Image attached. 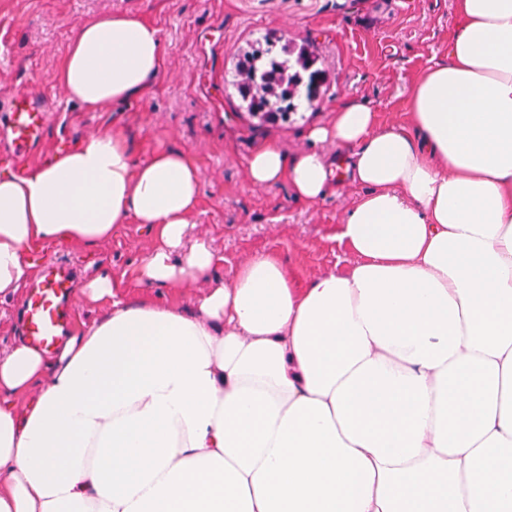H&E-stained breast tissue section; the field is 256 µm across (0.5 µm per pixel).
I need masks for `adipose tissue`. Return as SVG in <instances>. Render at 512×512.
Here are the masks:
<instances>
[{"mask_svg":"<svg viewBox=\"0 0 512 512\" xmlns=\"http://www.w3.org/2000/svg\"><path fill=\"white\" fill-rule=\"evenodd\" d=\"M455 16L406 122L350 95L313 149L253 148L249 179L304 203L365 189L336 230L350 261L307 286L264 251L211 281L184 151L140 162L115 129L0 176V297L32 245L129 222L155 240L135 299L93 276L80 293L104 316L54 354L0 353V512H512V0ZM163 66L155 25L104 13L76 25L58 82L102 108ZM197 282L186 306L152 295Z\"/></svg>","mask_w":512,"mask_h":512,"instance_id":"obj_1","label":"adipose tissue"}]
</instances>
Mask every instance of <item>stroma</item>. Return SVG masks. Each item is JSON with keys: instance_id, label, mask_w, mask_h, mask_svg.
Instances as JSON below:
<instances>
[{"instance_id": "obj_1", "label": "stroma", "mask_w": 512, "mask_h": 512, "mask_svg": "<svg viewBox=\"0 0 512 512\" xmlns=\"http://www.w3.org/2000/svg\"><path fill=\"white\" fill-rule=\"evenodd\" d=\"M108 12L136 14L159 28L165 70L148 95L88 109L67 99L56 75L73 28ZM454 29V0H0V100L26 89L50 104L36 164L112 128L125 131L142 160L164 147L187 152L200 171L191 234L222 257L213 279H230L244 256L268 250L303 285L347 261L333 234L360 191L309 206L287 185L253 184L245 170L251 147L266 139L309 149V127L327 121L349 92L381 122L404 121L415 78L446 60ZM269 32L311 42L326 92L314 108L262 125L241 109L232 80L240 55ZM153 246L141 225L129 223L95 248L38 245L30 259L66 260L82 280L111 275L133 294V272Z\"/></svg>"}]
</instances>
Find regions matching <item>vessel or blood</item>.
<instances>
[{
  "instance_id": "b4317fda",
  "label": "vessel or blood",
  "mask_w": 512,
  "mask_h": 512,
  "mask_svg": "<svg viewBox=\"0 0 512 512\" xmlns=\"http://www.w3.org/2000/svg\"><path fill=\"white\" fill-rule=\"evenodd\" d=\"M0 117V164L14 166L31 154L51 122L46 105L17 93L4 104ZM76 271L69 263L44 261L23 305V334L41 350L53 349L73 322Z\"/></svg>"
}]
</instances>
